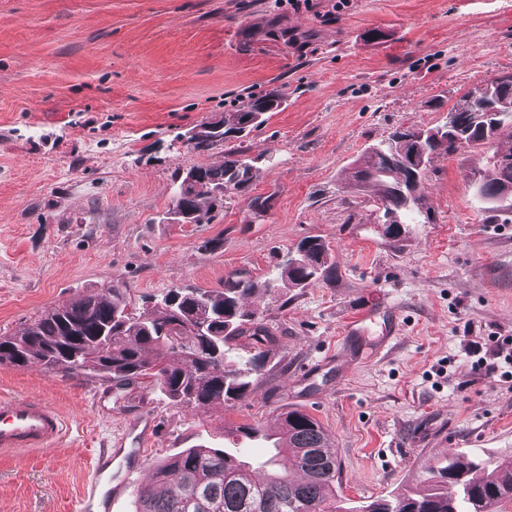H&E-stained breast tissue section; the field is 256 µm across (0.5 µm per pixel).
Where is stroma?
Here are the masks:
<instances>
[{"mask_svg":"<svg viewBox=\"0 0 512 512\" xmlns=\"http://www.w3.org/2000/svg\"><path fill=\"white\" fill-rule=\"evenodd\" d=\"M512 74V0H0V336L113 286L135 313L172 288L265 278L323 237L335 272L258 295L272 338L239 400L173 405L148 380L0 365V396L60 411L54 449L0 455V512H77L114 437L145 414L153 464L224 427L315 417L349 512L415 485L448 451L512 456V380L473 369L468 343L512 336V205L484 211L489 154L434 158L419 223L386 232L354 161L399 127L440 126L467 92ZM279 111L244 138L255 169L208 224H172L177 176L220 166L180 136L242 99ZM399 330L383 340L391 314Z\"/></svg>","mask_w":512,"mask_h":512,"instance_id":"stroma-1","label":"stroma"}]
</instances>
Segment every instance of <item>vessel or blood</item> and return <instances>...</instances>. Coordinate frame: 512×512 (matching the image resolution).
I'll list each match as a JSON object with an SVG mask.
<instances>
[{"mask_svg":"<svg viewBox=\"0 0 512 512\" xmlns=\"http://www.w3.org/2000/svg\"><path fill=\"white\" fill-rule=\"evenodd\" d=\"M62 433V419L45 399L0 397L1 453L48 448ZM140 455V449L127 447L125 438L115 440L111 453L98 457L78 512H113L133 491L139 477L135 462Z\"/></svg>","mask_w":512,"mask_h":512,"instance_id":"1","label":"vessel or blood"}]
</instances>
